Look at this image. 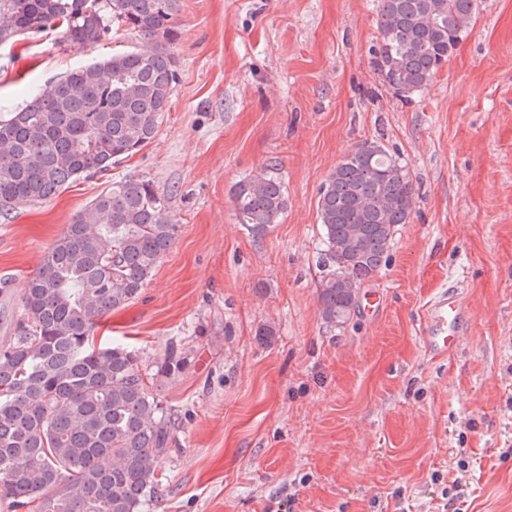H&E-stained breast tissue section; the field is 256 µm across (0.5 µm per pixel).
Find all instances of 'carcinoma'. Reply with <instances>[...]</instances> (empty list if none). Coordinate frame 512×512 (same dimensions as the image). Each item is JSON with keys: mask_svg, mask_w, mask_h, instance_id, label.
I'll use <instances>...</instances> for the list:
<instances>
[{"mask_svg": "<svg viewBox=\"0 0 512 512\" xmlns=\"http://www.w3.org/2000/svg\"><path fill=\"white\" fill-rule=\"evenodd\" d=\"M477 0H377L372 63L403 97L425 91L467 33ZM179 0H0V44L49 31L92 46L125 27L144 40L74 69L0 120V212L106 174L157 136L177 79ZM239 223L261 236L288 196L264 168L231 189ZM416 203L413 179L377 140L351 148L320 190L318 316L332 330L390 258ZM165 199L147 182L110 184L67 225L27 279L0 345V499L13 512H147L175 423L137 353L90 346L102 317L137 297L175 242Z\"/></svg>", "mask_w": 512, "mask_h": 512, "instance_id": "1", "label": "carcinoma"}]
</instances>
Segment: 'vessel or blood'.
<instances>
[{"instance_id": "vessel-or-blood-1", "label": "vessel or blood", "mask_w": 512, "mask_h": 512, "mask_svg": "<svg viewBox=\"0 0 512 512\" xmlns=\"http://www.w3.org/2000/svg\"><path fill=\"white\" fill-rule=\"evenodd\" d=\"M465 318L466 310L454 296L442 293L429 302L420 323V335L431 356L444 358L456 348Z\"/></svg>"}]
</instances>
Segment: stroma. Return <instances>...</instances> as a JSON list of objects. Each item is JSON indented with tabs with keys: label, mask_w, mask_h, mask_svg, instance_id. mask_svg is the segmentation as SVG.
I'll return each mask as SVG.
<instances>
[{
	"label": "stroma",
	"mask_w": 512,
	"mask_h": 512,
	"mask_svg": "<svg viewBox=\"0 0 512 512\" xmlns=\"http://www.w3.org/2000/svg\"><path fill=\"white\" fill-rule=\"evenodd\" d=\"M177 80L151 144L103 176L0 215V339L42 254L111 182L148 181L178 237L96 343L136 350L174 412L150 512H512V0H480L431 85L404 99L374 69L376 0H179ZM54 33L0 46V118L112 52ZM380 140L417 189L382 304L327 329L317 313L321 185ZM276 165L281 224L254 236L231 186ZM470 312L457 349L419 338L441 292ZM275 331L257 340L260 327ZM186 358L161 367L170 347Z\"/></svg>",
	"instance_id": "stroma-1"
}]
</instances>
